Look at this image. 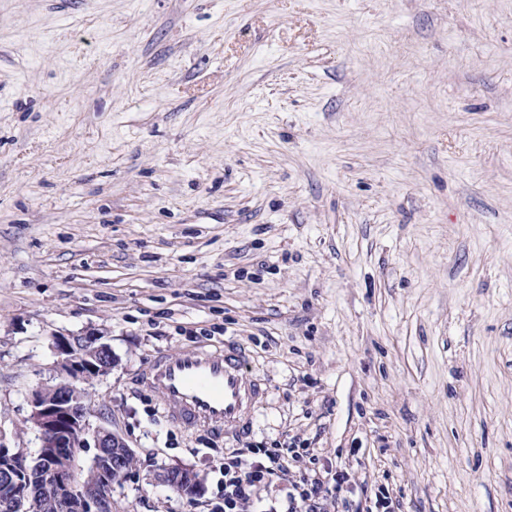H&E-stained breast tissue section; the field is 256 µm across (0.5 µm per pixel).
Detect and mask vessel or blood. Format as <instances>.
Segmentation results:
<instances>
[{"mask_svg": "<svg viewBox=\"0 0 512 512\" xmlns=\"http://www.w3.org/2000/svg\"><path fill=\"white\" fill-rule=\"evenodd\" d=\"M172 425L188 430L238 435L266 395V383L247 371L241 348L194 347L155 358L140 380Z\"/></svg>", "mask_w": 512, "mask_h": 512, "instance_id": "vessel-or-blood-1", "label": "vessel or blood"}]
</instances>
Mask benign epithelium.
<instances>
[{"mask_svg": "<svg viewBox=\"0 0 512 512\" xmlns=\"http://www.w3.org/2000/svg\"><path fill=\"white\" fill-rule=\"evenodd\" d=\"M55 348L64 379L35 392L30 421L40 440L39 460H28L20 448L0 442V468L12 475L38 473V482H9L10 491L0 507L30 512L38 495L54 500L61 512H102L111 499L109 474L118 460L131 451L125 440L111 430L89 422L90 408L85 403L82 384L112 371V348L100 336H58ZM94 443V467L102 481L95 487L84 485L78 477V453Z\"/></svg>", "mask_w": 512, "mask_h": 512, "instance_id": "obj_1", "label": "benign epithelium"}]
</instances>
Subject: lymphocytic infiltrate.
<instances>
[{
    "label": "lymphocytic infiltrate",
    "mask_w": 512,
    "mask_h": 512,
    "mask_svg": "<svg viewBox=\"0 0 512 512\" xmlns=\"http://www.w3.org/2000/svg\"><path fill=\"white\" fill-rule=\"evenodd\" d=\"M318 457L307 448H232L224 455V501L212 512H248L273 482L288 484L285 512H328L343 506L356 481L346 467L320 475Z\"/></svg>",
    "instance_id": "lymphocytic-infiltrate-1"
}]
</instances>
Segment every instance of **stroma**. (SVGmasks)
<instances>
[{"label":"stroma","instance_id":"stroma-1","mask_svg":"<svg viewBox=\"0 0 512 512\" xmlns=\"http://www.w3.org/2000/svg\"><path fill=\"white\" fill-rule=\"evenodd\" d=\"M91 334L112 512H208L226 449L291 441L402 512H512V0H0L7 446ZM227 341L247 433L170 425L142 368Z\"/></svg>","mask_w":512,"mask_h":512}]
</instances>
